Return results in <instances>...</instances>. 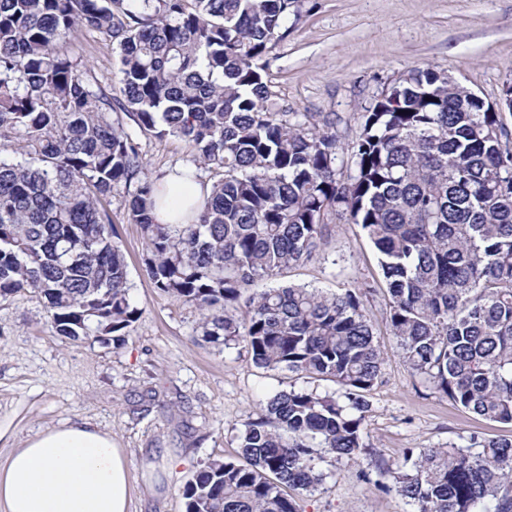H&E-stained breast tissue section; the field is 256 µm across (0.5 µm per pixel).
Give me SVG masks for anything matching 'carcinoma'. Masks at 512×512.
I'll list each match as a JSON object with an SVG mask.
<instances>
[{
	"label": "carcinoma",
	"instance_id": "carcinoma-1",
	"mask_svg": "<svg viewBox=\"0 0 512 512\" xmlns=\"http://www.w3.org/2000/svg\"><path fill=\"white\" fill-rule=\"evenodd\" d=\"M299 0H0V301L44 305L60 336L119 346L140 310L109 206L120 196L156 288L200 312L199 335L254 364L331 381L282 390L186 484V512H299L328 458L363 448L383 356L359 288L244 290L326 244L348 216L378 252L386 322L411 369L486 420L512 424V150L503 113L413 68L361 115L350 153L336 120L275 112L265 57ZM115 46L122 97L66 47ZM182 140L171 170L212 183L186 224L141 138ZM413 512H512V437L422 448L393 471Z\"/></svg>",
	"mask_w": 512,
	"mask_h": 512
}]
</instances>
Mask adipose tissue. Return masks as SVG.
I'll list each match as a JSON object with an SVG mask.
<instances>
[{
    "label": "adipose tissue",
    "instance_id": "1",
    "mask_svg": "<svg viewBox=\"0 0 512 512\" xmlns=\"http://www.w3.org/2000/svg\"><path fill=\"white\" fill-rule=\"evenodd\" d=\"M130 502L124 454L83 422L37 433L0 465V512H129Z\"/></svg>",
    "mask_w": 512,
    "mask_h": 512
}]
</instances>
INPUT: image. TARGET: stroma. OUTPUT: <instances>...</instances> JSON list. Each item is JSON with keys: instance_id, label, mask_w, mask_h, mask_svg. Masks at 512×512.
<instances>
[{"instance_id": "stroma-1", "label": "stroma", "mask_w": 512, "mask_h": 512, "mask_svg": "<svg viewBox=\"0 0 512 512\" xmlns=\"http://www.w3.org/2000/svg\"><path fill=\"white\" fill-rule=\"evenodd\" d=\"M69 52L102 85L117 87L110 42L83 31ZM271 100L281 112L339 115L349 144L365 106L408 70L432 68L487 102L512 84V0H301L298 19L266 56ZM186 148L170 138L142 142L151 176L167 174ZM112 220L125 255L130 297L140 309L120 347L58 336L43 306L26 295L0 302V462L36 433L85 421L110 433L128 461L131 512H186L185 484L212 460L238 457L239 433L266 398L306 379L256 368L244 346L194 340L197 311L155 288L145 244L121 197ZM272 285L336 293L360 284L384 356L370 396L367 446L357 462L332 463L325 490L297 498L301 512H412L389 469L408 450L466 444L470 434L512 436V425L465 412L434 393L387 332L376 251L359 225L337 221L320 257L280 270Z\"/></svg>"}]
</instances>
